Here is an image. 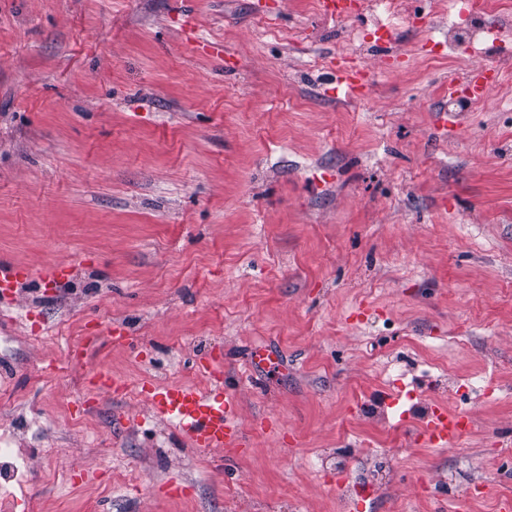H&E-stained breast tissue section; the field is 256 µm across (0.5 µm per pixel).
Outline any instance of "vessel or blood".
I'll return each instance as SVG.
<instances>
[{
  "label": "vessel or blood",
  "instance_id": "b4317fda",
  "mask_svg": "<svg viewBox=\"0 0 512 512\" xmlns=\"http://www.w3.org/2000/svg\"><path fill=\"white\" fill-rule=\"evenodd\" d=\"M365 85V75L359 68L340 65L336 68V87L346 94L361 92ZM66 267L54 265L42 272L7 260H0V291H12L20 282L40 279L52 283L65 279ZM88 390L111 392L124 389L125 384L109 369L100 368L86 381ZM148 404L154 414L175 424L180 435L198 450L238 448L246 443V436L237 422L238 402L222 388L200 391L189 384L141 385ZM468 426L466 415H451L433 409L420 421V427L428 444L434 448L453 446L465 433Z\"/></svg>",
  "mask_w": 512,
  "mask_h": 512
}]
</instances>
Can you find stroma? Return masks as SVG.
<instances>
[{"label": "stroma", "mask_w": 512, "mask_h": 512, "mask_svg": "<svg viewBox=\"0 0 512 512\" xmlns=\"http://www.w3.org/2000/svg\"><path fill=\"white\" fill-rule=\"evenodd\" d=\"M320 2L0 0V259L72 269L0 298V437L37 451L10 512L512 497V455L493 454L512 444V6L467 55L448 0H400L412 21L386 58L352 40L376 14ZM486 53L498 82L448 112L449 81ZM343 62L364 66L363 95L335 93ZM204 356L248 447L196 450L138 394L213 389ZM100 367L125 390L88 393ZM392 392L412 396L406 426ZM433 408L468 413L459 446L427 444Z\"/></svg>", "instance_id": "1"}]
</instances>
